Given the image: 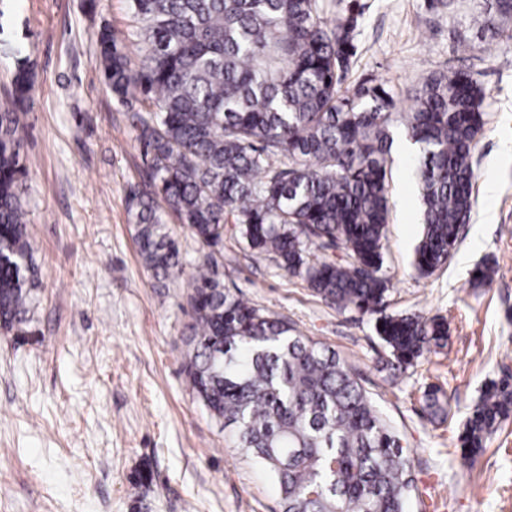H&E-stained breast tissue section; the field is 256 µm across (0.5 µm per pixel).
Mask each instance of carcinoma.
Wrapping results in <instances>:
<instances>
[{
	"label": "carcinoma",
	"instance_id": "cac0c4a2",
	"mask_svg": "<svg viewBox=\"0 0 512 512\" xmlns=\"http://www.w3.org/2000/svg\"><path fill=\"white\" fill-rule=\"evenodd\" d=\"M141 59L130 66L112 28L97 33L104 83L128 112L144 169L127 208L139 255L163 283L183 275L165 211L206 250L191 278L186 373L241 454L279 487L281 512H408L415 492L400 435L375 409L352 369L329 347L291 334L224 289V224L250 249L274 256L339 310L376 316L386 367L402 374L431 346L441 318L387 314L383 273L394 130L421 149L424 224L414 268L430 276L455 250L470 214L474 148L488 123L485 94L450 70L409 95L365 80L343 89L357 54L358 14L326 15L323 0H131ZM497 14L480 20L497 30ZM34 76L17 65L0 108V327L23 329L35 299L22 202L21 114ZM167 208H162V205ZM343 248L346 259L323 256ZM433 387L429 414L445 419ZM512 420V383L491 382L464 424L474 458Z\"/></svg>",
	"mask_w": 512,
	"mask_h": 512
}]
</instances>
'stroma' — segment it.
<instances>
[{
  "instance_id": "stroma-1",
  "label": "stroma",
  "mask_w": 512,
  "mask_h": 512,
  "mask_svg": "<svg viewBox=\"0 0 512 512\" xmlns=\"http://www.w3.org/2000/svg\"><path fill=\"white\" fill-rule=\"evenodd\" d=\"M495 0H357L344 82L405 88L455 69L482 83L475 203L447 266L413 267L422 235L418 150L394 146L383 271L386 311L440 316L448 344L400 376L383 370L373 316L341 311L224 226V287L334 349L413 462L409 512H512V424L465 461L459 436L489 382L512 375V38L473 27ZM138 62L129 0H0V101L18 61L34 73L20 132L38 286L23 332L0 328V512H280L274 483L225 440L184 372L189 276L203 250L177 222L184 274L154 286L127 194L141 180L128 112L103 84L96 33ZM490 268L475 283L477 263ZM440 387L446 421L424 395Z\"/></svg>"
}]
</instances>
